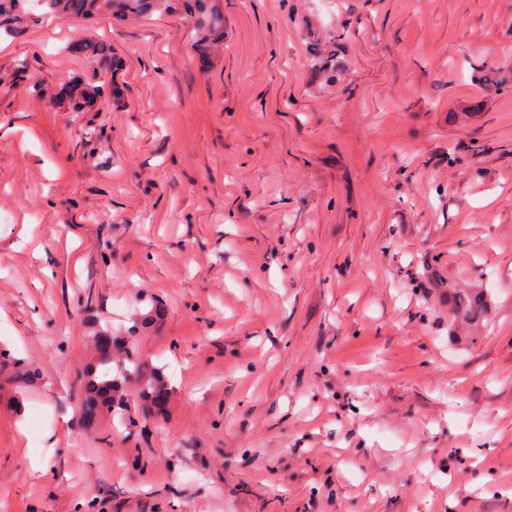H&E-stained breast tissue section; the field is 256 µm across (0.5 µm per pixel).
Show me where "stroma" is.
<instances>
[{
	"label": "stroma",
	"instance_id": "35a3bbf8",
	"mask_svg": "<svg viewBox=\"0 0 512 512\" xmlns=\"http://www.w3.org/2000/svg\"><path fill=\"white\" fill-rule=\"evenodd\" d=\"M478 68L512 0H18L0 512H512V92ZM76 81L100 111L51 105ZM454 288L488 298L460 343ZM153 303L168 415L85 419L95 332Z\"/></svg>",
	"mask_w": 512,
	"mask_h": 512
}]
</instances>
